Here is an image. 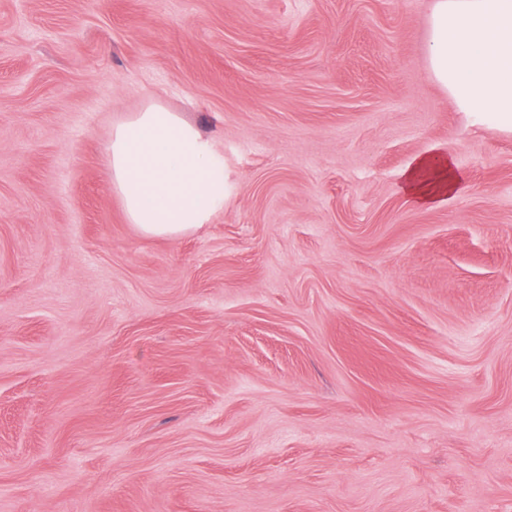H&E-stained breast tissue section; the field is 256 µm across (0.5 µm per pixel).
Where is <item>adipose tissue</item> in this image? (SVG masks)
<instances>
[{
	"label": "adipose tissue",
	"instance_id": "adipose-tissue-1",
	"mask_svg": "<svg viewBox=\"0 0 512 512\" xmlns=\"http://www.w3.org/2000/svg\"><path fill=\"white\" fill-rule=\"evenodd\" d=\"M428 69L478 123L512 132V0H435ZM107 177L128 223L147 237L178 238L224 206V157L175 112L151 106L112 128ZM401 189L422 206L458 192L445 152L415 157Z\"/></svg>",
	"mask_w": 512,
	"mask_h": 512
}]
</instances>
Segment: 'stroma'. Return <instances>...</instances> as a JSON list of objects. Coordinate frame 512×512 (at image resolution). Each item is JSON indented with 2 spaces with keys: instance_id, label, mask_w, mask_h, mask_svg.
Listing matches in <instances>:
<instances>
[{
  "instance_id": "35a3bbf8",
  "label": "stroma",
  "mask_w": 512,
  "mask_h": 512,
  "mask_svg": "<svg viewBox=\"0 0 512 512\" xmlns=\"http://www.w3.org/2000/svg\"><path fill=\"white\" fill-rule=\"evenodd\" d=\"M432 6L0 0V512H512V134ZM152 104L224 156L176 239L105 171ZM401 189L421 206L448 202L458 192L453 159L447 152L415 157L402 175Z\"/></svg>"
}]
</instances>
